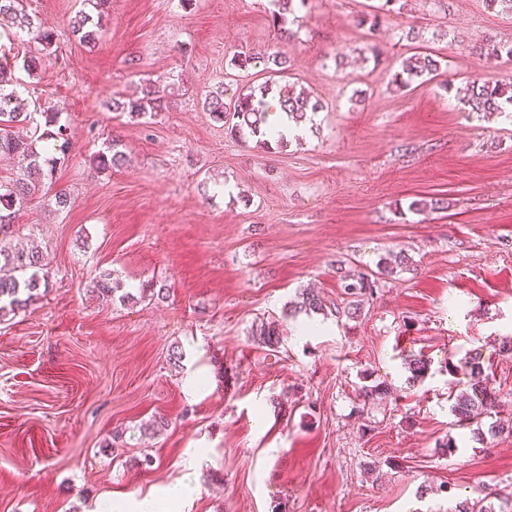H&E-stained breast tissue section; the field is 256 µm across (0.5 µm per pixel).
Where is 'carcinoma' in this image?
Segmentation results:
<instances>
[{"label": "carcinoma", "mask_w": 512, "mask_h": 512, "mask_svg": "<svg viewBox=\"0 0 512 512\" xmlns=\"http://www.w3.org/2000/svg\"><path fill=\"white\" fill-rule=\"evenodd\" d=\"M399 0H381L374 13L363 15L361 23L369 24V29L379 28L382 17L393 12V6ZM307 0H269V13L273 27L279 31L286 30L290 23L289 16L295 15L297 5H306ZM105 0H94L93 7L97 13L92 15L82 12L75 18L72 34L86 46H94L101 38L104 27V12L102 6ZM18 27L31 36L32 42L38 44L37 54L28 55L23 62V68L33 73L41 67L44 58L50 55L55 32L54 30L34 22L25 13L23 0H0V28ZM479 49L497 58L506 56L512 59V41L496 42L491 39L480 44ZM439 68V62L429 55L414 54L400 61V71L394 74L398 87H406L416 78L432 74ZM8 62L0 60V155L18 157L26 162L22 173L9 182H0V234L5 233V227L14 222L16 214L28 207L31 197L36 193L40 183L53 176L54 165L43 156L42 142H52V149L61 153L68 147L67 127L60 123L59 113L49 109L40 113L44 126H35L31 135L26 138L15 135L14 128L20 124L32 123L34 118L27 112L26 103L18 92L15 83L6 76ZM273 96L280 100L283 109L288 112L291 120L299 125L311 120V116L320 112L323 105L320 100L312 99L304 90L299 92L292 86H277L269 83L258 88L242 90L231 97V104L224 103V91L206 95L203 106L211 112L218 121H224L227 112H232L235 123L230 132L236 136L248 134L256 138V142L269 149L271 144L267 139L268 112L265 109V99ZM162 94L159 88L150 84L142 90V96L135 99L114 101V110L128 112L137 116L156 112L161 108ZM464 105L474 112L488 115H512V81L501 80L495 83L472 82L461 98ZM119 143L112 142L107 150L98 153L95 163L98 169L105 171L119 169L124 165V153L118 150ZM409 259L404 255L395 257L392 261H382L379 264V277L373 278L364 273H357L343 266L336 267L339 288L346 300L343 314L354 317L360 310L361 302L372 297L379 288V278H386L397 269L407 266ZM46 266L45 258L39 251H20L0 239V313L5 315L27 306L34 293L41 285L40 272ZM94 288L107 298L119 297L121 301L138 302L146 299L165 298L167 288L140 286L137 293L112 278V273L104 272L99 276ZM323 298L311 289H304L291 303V308L318 312L323 310ZM251 336L254 343L268 349H275L280 343V331L277 321L260 322L252 325ZM431 364L424 356H416L408 362V370L412 381L423 378ZM448 375L452 377L448 391L451 401V412L460 426L465 427L478 423L482 418L492 414L498 405V396L490 388V373L492 366L485 363L480 349L475 348L463 358L455 361L448 357L445 365ZM389 390L386 382L360 388L358 397L367 404ZM455 512H495L494 507L487 502V497L474 498L460 505Z\"/></svg>", "instance_id": "1"}]
</instances>
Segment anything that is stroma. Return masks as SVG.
<instances>
[{"instance_id": "1", "label": "stroma", "mask_w": 512, "mask_h": 512, "mask_svg": "<svg viewBox=\"0 0 512 512\" xmlns=\"http://www.w3.org/2000/svg\"><path fill=\"white\" fill-rule=\"evenodd\" d=\"M376 2L308 0L288 39L269 0H109L89 49L69 33L83 0H24L56 31L54 51L26 73L19 31L0 38V54L29 111L58 110L69 147L7 232L49 265L41 296L0 318V512L133 499L156 512H453L482 487L512 493V434L478 441L456 426L444 368L481 349L512 413V359L499 354L512 336V121L470 112L457 94L512 76V61L474 48L488 35L512 41V12L400 0L373 33L360 18ZM411 29L441 67L399 88ZM236 52H277L290 68L242 78ZM149 79L161 111H113ZM267 82L324 106L301 141L269 152L203 106L216 88ZM115 137L125 164L96 169ZM419 197L448 206L410 209ZM399 252L407 267L357 317H337V265L372 274ZM105 270L170 294L103 299ZM303 288L328 312L299 336L282 312ZM266 317L280 322L274 350L250 335ZM420 353L430 370L408 383ZM369 374L392 394L365 406ZM159 417L166 426L144 432ZM187 481L196 495L166 498Z\"/></svg>"}]
</instances>
